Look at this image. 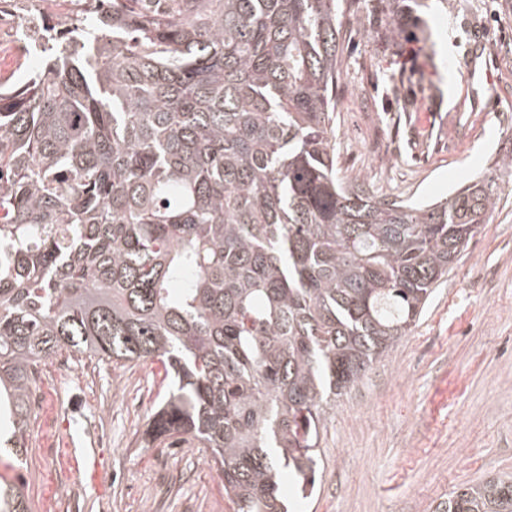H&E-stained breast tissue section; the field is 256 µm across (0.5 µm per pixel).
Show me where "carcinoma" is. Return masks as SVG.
<instances>
[{"label": "carcinoma", "instance_id": "cac0c4a2", "mask_svg": "<svg viewBox=\"0 0 512 512\" xmlns=\"http://www.w3.org/2000/svg\"><path fill=\"white\" fill-rule=\"evenodd\" d=\"M0 90V457L36 370L160 365L149 447L204 449L235 512L315 491L327 408L411 330L489 223L493 172L420 202L336 175L346 24L371 0H93ZM0 512H31L0 476ZM437 512H512V476Z\"/></svg>", "mask_w": 512, "mask_h": 512}]
</instances>
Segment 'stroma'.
Segmentation results:
<instances>
[{"label":"stroma","mask_w":512,"mask_h":512,"mask_svg":"<svg viewBox=\"0 0 512 512\" xmlns=\"http://www.w3.org/2000/svg\"><path fill=\"white\" fill-rule=\"evenodd\" d=\"M395 23L399 36L384 35ZM488 68L486 94L466 80ZM338 173L380 196L428 201L512 156V0H413L364 9L343 32ZM489 224L388 356L336 400L321 432L318 491L290 512H436L454 489L512 475V182ZM42 408L28 428L31 512H234L219 472L190 440L149 448L163 395L157 365L113 366L62 352L39 367ZM77 447L99 440L106 497L65 468L61 423Z\"/></svg>","instance_id":"stroma-1"}]
</instances>
